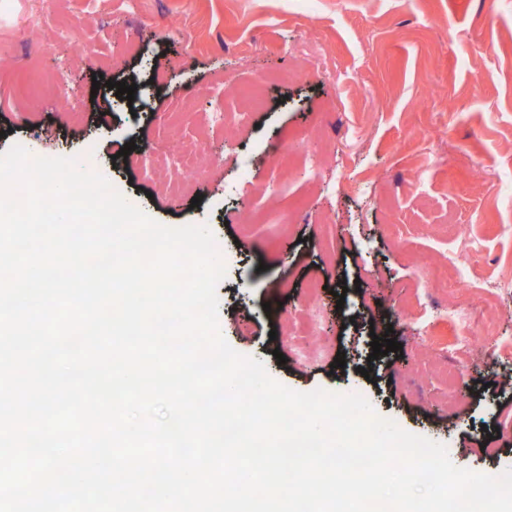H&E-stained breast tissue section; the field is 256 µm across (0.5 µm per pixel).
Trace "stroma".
<instances>
[{
    "instance_id": "1",
    "label": "stroma",
    "mask_w": 512,
    "mask_h": 512,
    "mask_svg": "<svg viewBox=\"0 0 512 512\" xmlns=\"http://www.w3.org/2000/svg\"><path fill=\"white\" fill-rule=\"evenodd\" d=\"M72 26L93 54L55 39ZM60 66L78 111L55 96ZM270 73L282 80L257 106L224 94L225 78L245 90ZM112 81L136 84L148 109L131 113ZM222 104L251 108V125L211 123ZM339 113L361 141L343 138ZM203 126L218 161L195 207L138 151L177 153ZM302 132L318 136L313 163L292 168ZM15 143L76 158L164 226H208L226 267L220 331L277 382L360 394L457 467L512 469L506 371L434 351L407 314L442 304L425 281L459 236L480 245L469 307L485 280L512 277V0H0V153ZM388 331L402 349L366 380L371 338Z\"/></svg>"
}]
</instances>
